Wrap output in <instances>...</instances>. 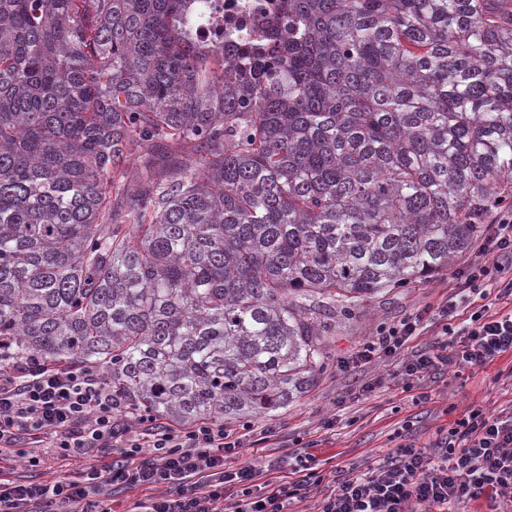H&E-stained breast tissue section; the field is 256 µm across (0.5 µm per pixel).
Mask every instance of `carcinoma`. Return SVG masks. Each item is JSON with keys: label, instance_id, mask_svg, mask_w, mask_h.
I'll return each instance as SVG.
<instances>
[{"label": "carcinoma", "instance_id": "cac0c4a2", "mask_svg": "<svg viewBox=\"0 0 512 512\" xmlns=\"http://www.w3.org/2000/svg\"><path fill=\"white\" fill-rule=\"evenodd\" d=\"M200 2L0 0V363L176 426L287 408L512 201V0H278L234 64Z\"/></svg>", "mask_w": 512, "mask_h": 512}]
</instances>
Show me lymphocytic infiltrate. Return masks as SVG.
<instances>
[{
    "label": "lymphocytic infiltrate",
    "instance_id": "lymphocytic-infiltrate-1",
    "mask_svg": "<svg viewBox=\"0 0 512 512\" xmlns=\"http://www.w3.org/2000/svg\"><path fill=\"white\" fill-rule=\"evenodd\" d=\"M459 286L438 311L446 342L406 355L419 326L409 318L377 329L358 361L394 360L403 381L430 372L486 367L512 355V205L486 226L484 257L458 271ZM481 302L460 318V304ZM131 404L96 373L43 366L28 358L0 367V449L72 448L102 458L79 476L53 482L0 477V512H112L114 489L150 490L130 512H288L301 491L321 482L311 471L271 478L274 462L229 467L243 437L202 423L183 428L149 421L134 432ZM486 497L488 512H512V414L464 413L432 446H398L365 474L338 482L316 512H451Z\"/></svg>",
    "mask_w": 512,
    "mask_h": 512
}]
</instances>
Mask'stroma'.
Segmentation results:
<instances>
[{
	"instance_id": "1",
	"label": "stroma",
	"mask_w": 512,
	"mask_h": 512,
	"mask_svg": "<svg viewBox=\"0 0 512 512\" xmlns=\"http://www.w3.org/2000/svg\"><path fill=\"white\" fill-rule=\"evenodd\" d=\"M481 254L479 245L452 260L431 278L368 298L349 318H337L326 346L331 359L306 392L287 409L255 418V429H272L275 437L264 445L246 447L227 463L255 465L281 461L284 471L297 464L302 447H309L322 477L320 485L298 495L290 512H314L315 505L345 474H361L386 460L401 444L427 447L442 430L471 408L490 413L512 409V356L480 369L448 370L425 376L405 388L396 378V364L373 360L342 369L350 357L382 324L422 314L421 332L410 350L426 351L442 339L433 318L436 308L452 294L455 274ZM80 458L59 463L31 464L12 458L4 465L8 476L21 480L52 481L73 477L83 467Z\"/></svg>"
}]
</instances>
